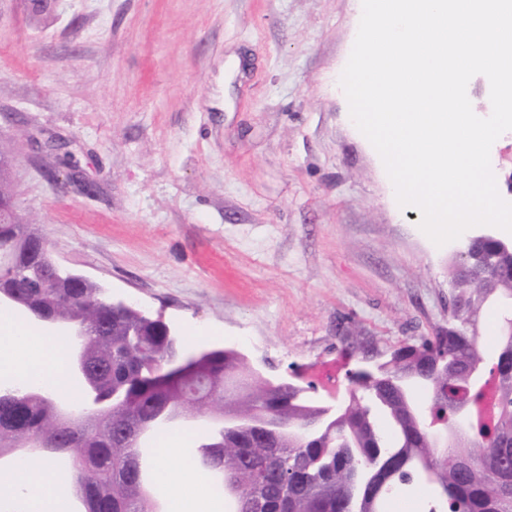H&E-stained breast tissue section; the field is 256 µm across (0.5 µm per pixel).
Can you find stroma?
Masks as SVG:
<instances>
[{
    "label": "stroma",
    "instance_id": "1",
    "mask_svg": "<svg viewBox=\"0 0 512 512\" xmlns=\"http://www.w3.org/2000/svg\"><path fill=\"white\" fill-rule=\"evenodd\" d=\"M358 0H0V147L62 268L343 395L448 323V263L349 118Z\"/></svg>",
    "mask_w": 512,
    "mask_h": 512
}]
</instances>
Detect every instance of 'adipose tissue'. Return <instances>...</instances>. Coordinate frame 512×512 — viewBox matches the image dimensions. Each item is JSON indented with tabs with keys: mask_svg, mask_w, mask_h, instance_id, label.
<instances>
[{
	"mask_svg": "<svg viewBox=\"0 0 512 512\" xmlns=\"http://www.w3.org/2000/svg\"><path fill=\"white\" fill-rule=\"evenodd\" d=\"M0 336L8 338L11 345L10 351L0 354V382L16 385L33 376L50 377L54 389L76 394L77 388L67 376L61 337L39 334L15 314L0 315ZM184 455V439L179 435L167 437L156 449L152 463L161 488L173 500L185 502L186 512H218V504L203 478L180 470ZM64 483V478L49 465L1 473L0 502L13 499L23 490L27 493L24 512H66Z\"/></svg>",
	"mask_w": 512,
	"mask_h": 512,
	"instance_id": "obj_1",
	"label": "adipose tissue"
}]
</instances>
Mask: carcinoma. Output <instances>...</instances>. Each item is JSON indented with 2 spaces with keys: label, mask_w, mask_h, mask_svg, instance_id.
<instances>
[{
  "label": "carcinoma",
  "mask_w": 512,
  "mask_h": 512,
  "mask_svg": "<svg viewBox=\"0 0 512 512\" xmlns=\"http://www.w3.org/2000/svg\"><path fill=\"white\" fill-rule=\"evenodd\" d=\"M42 232L29 224H0V266L20 273L9 280L16 307L30 305L61 320H79L92 333L87 367L99 390L127 393L108 412L86 401L69 410L34 385L0 395V457L38 467L46 462L74 483L77 512H159L153 488L134 465L141 449L133 432L158 414L178 409L190 418L240 415L258 410L288 420V431L229 433L224 437V473L241 497V512H252L258 489L275 512H392L404 481L426 467L435 470L437 512H512V351L491 361L476 337L462 334V322L477 323L485 295L512 297V251L478 241L477 253L496 252L489 282L450 274L454 316L448 326L416 344L395 349L381 373L348 375L353 392L339 411L319 419L322 407L289 386L270 385L251 371L235 349L205 350L180 378L155 385L140 374L160 370L175 356L163 326L136 307L112 311L92 281L77 285L71 273L47 263ZM448 356L452 370L430 372ZM430 374L422 406L438 422L452 425L455 396L463 393L474 412L462 438L438 448L417 425L414 397L398 378ZM386 419V427L379 418ZM320 421L313 439L302 425ZM46 442L65 449L51 458L34 449ZM475 457L471 468L463 458Z\"/></svg>",
  "instance_id": "cac0c4a2"
}]
</instances>
